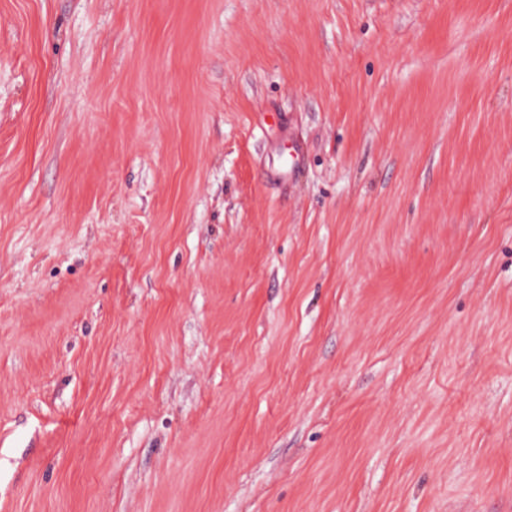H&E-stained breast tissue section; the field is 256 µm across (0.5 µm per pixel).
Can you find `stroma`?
I'll use <instances>...</instances> for the list:
<instances>
[{
    "mask_svg": "<svg viewBox=\"0 0 512 512\" xmlns=\"http://www.w3.org/2000/svg\"><path fill=\"white\" fill-rule=\"evenodd\" d=\"M0 512H512V0H0Z\"/></svg>",
    "mask_w": 512,
    "mask_h": 512,
    "instance_id": "stroma-1",
    "label": "stroma"
}]
</instances>
